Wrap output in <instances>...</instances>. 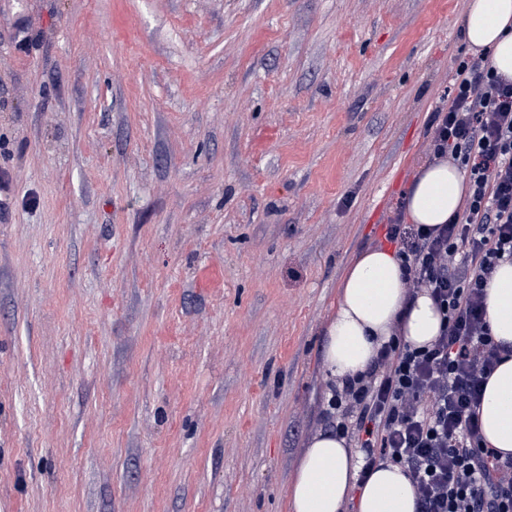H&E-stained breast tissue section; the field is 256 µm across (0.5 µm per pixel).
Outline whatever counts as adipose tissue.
<instances>
[{
  "label": "adipose tissue",
  "instance_id": "obj_1",
  "mask_svg": "<svg viewBox=\"0 0 512 512\" xmlns=\"http://www.w3.org/2000/svg\"><path fill=\"white\" fill-rule=\"evenodd\" d=\"M461 30L473 53L489 52L497 72L512 79V0H469ZM466 181L460 169L433 160L418 169L405 194V213L418 227H435L459 211ZM486 319L495 342L512 347V263L499 264L486 287ZM440 314L428 292L408 298L398 256L372 247L347 266L340 282L336 313L326 329L321 362L342 381L365 372L376 350L393 334L414 346L438 336ZM488 447L512 455V356L484 387L479 411ZM353 451L345 439L317 432L304 449L289 489L290 512H415V495L403 470L375 464L364 484H357Z\"/></svg>",
  "mask_w": 512,
  "mask_h": 512
}]
</instances>
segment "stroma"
<instances>
[{
  "label": "stroma",
  "mask_w": 512,
  "mask_h": 512,
  "mask_svg": "<svg viewBox=\"0 0 512 512\" xmlns=\"http://www.w3.org/2000/svg\"><path fill=\"white\" fill-rule=\"evenodd\" d=\"M467 4L0 0V512H286Z\"/></svg>",
  "instance_id": "1"
}]
</instances>
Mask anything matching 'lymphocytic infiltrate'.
<instances>
[{
    "instance_id": "f902f5d3",
    "label": "lymphocytic infiltrate",
    "mask_w": 512,
    "mask_h": 512,
    "mask_svg": "<svg viewBox=\"0 0 512 512\" xmlns=\"http://www.w3.org/2000/svg\"><path fill=\"white\" fill-rule=\"evenodd\" d=\"M429 150L464 173L462 211L424 231L387 225L409 295L429 292L439 335L416 348L392 336L372 368L329 386L325 420L361 448L366 465L403 467L416 512H512V456L486 447L481 393L502 360L485 314V287L512 261V80L488 55L461 57Z\"/></svg>"
}]
</instances>
